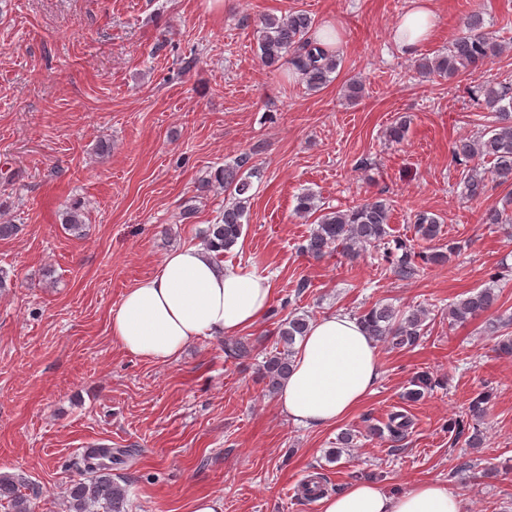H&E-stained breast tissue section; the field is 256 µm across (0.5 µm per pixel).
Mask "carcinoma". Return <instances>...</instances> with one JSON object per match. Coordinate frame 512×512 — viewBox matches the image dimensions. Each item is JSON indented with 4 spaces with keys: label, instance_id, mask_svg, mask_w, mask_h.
Masks as SVG:
<instances>
[{
    "label": "carcinoma",
    "instance_id": "carcinoma-1",
    "mask_svg": "<svg viewBox=\"0 0 512 512\" xmlns=\"http://www.w3.org/2000/svg\"><path fill=\"white\" fill-rule=\"evenodd\" d=\"M315 19L300 10L286 17L264 14L256 21L259 58L266 68L275 71L286 62L292 64L302 76L308 89L317 91L331 82L337 71L340 58L321 44L314 36ZM466 33L454 37L448 52L433 59L422 58L418 68L428 74L452 78L460 71L486 64L501 51L484 31L481 15L471 14L463 21ZM475 93L483 97L485 108L495 117L488 132L473 139L461 140L453 147L455 160L468 162L476 157L488 158L492 163L491 173L500 184H512V88L477 84ZM250 156L242 154L233 165L218 169L214 181L224 185V191L233 198L231 205L215 224L202 231L204 246L221 256L230 251L241 238L243 217L252 197L251 178L257 174L249 166ZM464 195L477 199L486 191L485 177L473 169L463 179ZM512 197L505 199L502 207H490L482 212V224H512ZM390 204L381 199L367 200L346 210L325 208L318 203L315 194L305 192L297 196L295 214L312 220L314 227L302 245V251L319 259L337 246L344 254L355 259L368 247H376L390 236ZM415 232L425 241L436 239L441 233L438 219L421 212L415 218ZM459 250L455 245L448 251L433 252L420 257L408 251L406 245L394 240V250L385 252L392 258L394 272L401 278H411L420 272V264H445ZM401 255H396V252ZM497 300L492 287L476 289L463 298L448 305V323H465L489 311ZM429 312L415 309L406 316H399L388 305H374L363 311L360 318L371 336L383 340L394 348H409L416 345L427 329ZM309 325L308 316L291 315L279 324L278 335L283 350L269 355L263 362V374L271 389H276L288 376L293 365V345L297 337L303 336ZM508 320H494L487 329L497 337V350L512 354V334ZM254 346L238 339L225 344L226 357L240 360L250 357ZM435 387V380L428 374H420L413 381L406 397L417 401ZM411 421L402 411L390 414L386 428L390 435L401 438ZM125 463V452L112 454L110 448H86L74 465L85 478L73 481L67 489V512H124L126 488L112 478V466ZM40 496L39 488L11 474H0V502L8 504L11 512H34V501Z\"/></svg>",
    "mask_w": 512,
    "mask_h": 512
}]
</instances>
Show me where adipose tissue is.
<instances>
[{"mask_svg": "<svg viewBox=\"0 0 512 512\" xmlns=\"http://www.w3.org/2000/svg\"><path fill=\"white\" fill-rule=\"evenodd\" d=\"M394 39L414 53L436 32L433 0H411ZM275 293L270 276L214 258L203 247L167 254L157 271L135 282L110 317L113 340L138 358L166 363L202 337L236 336L266 316ZM380 375L377 346L361 319L344 312L312 321L298 343L292 370L278 392L281 411L314 428L336 425L373 391ZM320 512H463L461 498L438 481L390 495L354 482L325 495Z\"/></svg>", "mask_w": 512, "mask_h": 512, "instance_id": "obj_1", "label": "adipose tissue"}]
</instances>
